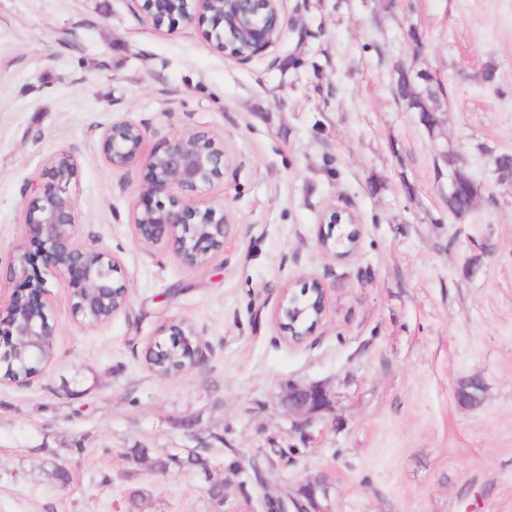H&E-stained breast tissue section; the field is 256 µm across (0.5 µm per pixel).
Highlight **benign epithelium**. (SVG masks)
Segmentation results:
<instances>
[{"label": "benign epithelium", "mask_w": 512, "mask_h": 512, "mask_svg": "<svg viewBox=\"0 0 512 512\" xmlns=\"http://www.w3.org/2000/svg\"><path fill=\"white\" fill-rule=\"evenodd\" d=\"M144 18L156 29L177 18L186 27L203 19L211 29L203 32L216 52L246 62L268 52L280 39L286 24L283 0H134ZM105 163L112 170L134 164L145 169L139 201L130 212L134 236L144 246L163 241L173 243L180 263L189 270L210 265L224 253L226 228L230 224L224 203L210 197V189L224 181L226 155L204 131L173 135L158 150H147L146 131L136 122H111L101 133ZM52 182L30 202L23 215L24 239L13 252L11 270L20 288L4 309H0V365L20 360L22 374L6 377L10 382L28 378L36 365L51 355L55 326L49 322L48 278L68 279L72 286V318L86 328L109 321L129 301L126 280L118 277L121 260L90 242L80 240V224L69 187L76 169L71 156L62 153L51 159ZM448 195L466 197L475 203L474 179L457 169L448 176ZM322 223L329 231L318 234V246L325 254L348 255L358 239L347 245L334 235L336 227L355 223L354 215L330 208ZM328 285L312 277L303 283L300 295L290 292L278 308V326L285 339L299 345L312 335L326 315ZM166 341H151L144 353L149 358L173 347L189 353L191 372L207 359L208 345L189 321H173ZM294 424L303 428L317 416L333 413L334 395L317 384L290 383L282 398ZM321 479L308 480L305 499L277 500L274 512H320L316 490Z\"/></svg>", "instance_id": "7a95c632"}]
</instances>
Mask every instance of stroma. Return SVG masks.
I'll list each match as a JSON object with an SVG mask.
<instances>
[{"mask_svg": "<svg viewBox=\"0 0 512 512\" xmlns=\"http://www.w3.org/2000/svg\"><path fill=\"white\" fill-rule=\"evenodd\" d=\"M283 34L240 63L197 28H152L133 0H0V298L22 213L59 153L81 238L117 254L128 305L88 329L49 282L50 359L0 383V512H267L322 478L323 512H512V0H284ZM439 89L428 133L397 102V66ZM495 78L485 83V67ZM129 119L161 148L204 130L227 157L212 193L223 254L190 270L129 222L145 170L117 171L100 134ZM480 186L449 215L448 164ZM352 212L355 252L324 254V211ZM329 287L302 344L278 327L285 288ZM177 318L211 351L160 376L144 351ZM480 376L479 405L461 404ZM321 384L333 416L298 429L288 384ZM151 448L136 461L129 448ZM195 450L224 475L152 458Z\"/></svg>", "mask_w": 512, "mask_h": 512, "instance_id": "obj_1", "label": "stroma"}]
</instances>
